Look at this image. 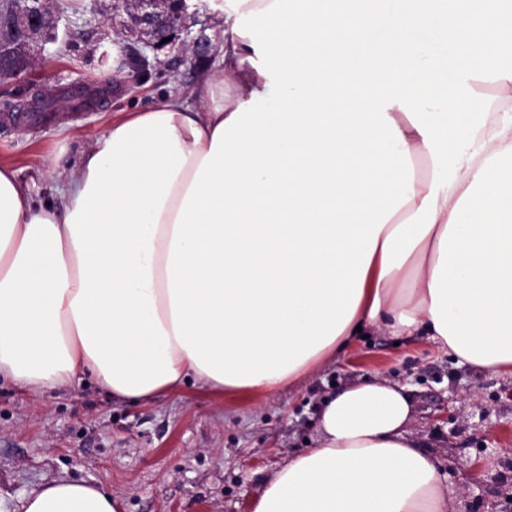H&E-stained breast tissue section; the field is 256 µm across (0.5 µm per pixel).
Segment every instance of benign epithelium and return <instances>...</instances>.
I'll return each instance as SVG.
<instances>
[{
  "label": "benign epithelium",
  "mask_w": 512,
  "mask_h": 512,
  "mask_svg": "<svg viewBox=\"0 0 512 512\" xmlns=\"http://www.w3.org/2000/svg\"><path fill=\"white\" fill-rule=\"evenodd\" d=\"M51 0H12L0 14V74L22 75L32 58V46L58 38L59 16ZM187 0H113L110 27L117 25L143 38L144 47L160 51L189 35L182 18Z\"/></svg>",
  "instance_id": "1"
}]
</instances>
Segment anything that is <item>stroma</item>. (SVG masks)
I'll use <instances>...</instances> for the list:
<instances>
[{"label": "stroma", "instance_id": "1", "mask_svg": "<svg viewBox=\"0 0 512 512\" xmlns=\"http://www.w3.org/2000/svg\"><path fill=\"white\" fill-rule=\"evenodd\" d=\"M113 0L61 5L60 39L21 77L0 82V113L53 102L54 123H0V164L51 202L53 162H76L116 112L143 111L172 89L216 70L184 45L149 54L151 75L100 61ZM95 80L100 102L74 111L68 88ZM367 376L405 385L410 432L448 477L454 512H512V378L458 364L426 339L360 337L296 388L274 395H216L194 384L145 403L112 399L93 380L34 395L0 382V512L55 479L82 480L120 499L123 512H252L288 455L314 447L324 397ZM496 449L502 483H473L472 464Z\"/></svg>", "mask_w": 512, "mask_h": 512}]
</instances>
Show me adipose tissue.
<instances>
[{
    "instance_id": "ef3b65f1",
    "label": "adipose tissue",
    "mask_w": 512,
    "mask_h": 512,
    "mask_svg": "<svg viewBox=\"0 0 512 512\" xmlns=\"http://www.w3.org/2000/svg\"><path fill=\"white\" fill-rule=\"evenodd\" d=\"M227 2L218 69L118 113L54 202L0 165V378L270 394L373 330L512 376L503 0ZM412 421L404 386L344 387L253 512H448ZM21 512L120 503L60 479Z\"/></svg>"
}]
</instances>
